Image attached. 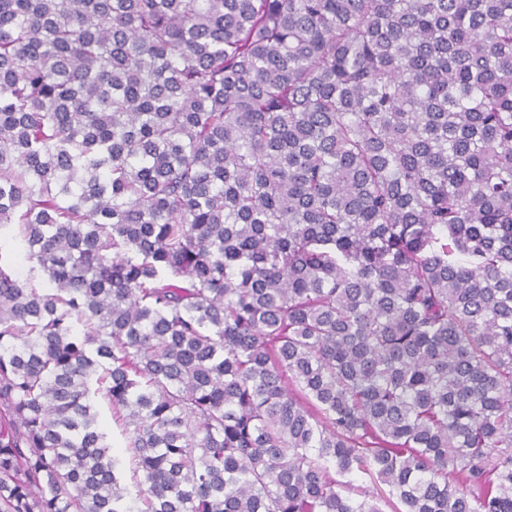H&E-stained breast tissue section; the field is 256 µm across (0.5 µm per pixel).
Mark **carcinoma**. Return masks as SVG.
Returning <instances> with one entry per match:
<instances>
[{
  "instance_id": "carcinoma-1",
  "label": "carcinoma",
  "mask_w": 512,
  "mask_h": 512,
  "mask_svg": "<svg viewBox=\"0 0 512 512\" xmlns=\"http://www.w3.org/2000/svg\"><path fill=\"white\" fill-rule=\"evenodd\" d=\"M5 231L0 512H512V0H0ZM0 245H2V253L12 260L14 270L21 276H26L34 263L26 259L20 239L15 238L14 233L11 232L6 237L2 235ZM100 430L106 435V442L112 448V454L117 456L121 462L123 483L135 497V488L132 479V451L127 447L126 435L123 427L115 422L112 406L107 400L99 399L97 402Z\"/></svg>"
}]
</instances>
